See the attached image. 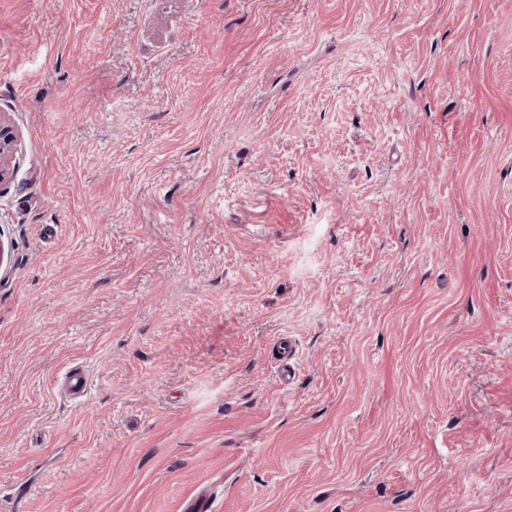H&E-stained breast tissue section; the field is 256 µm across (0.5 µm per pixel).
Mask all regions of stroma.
<instances>
[{"label":"stroma","mask_w":512,"mask_h":512,"mask_svg":"<svg viewBox=\"0 0 512 512\" xmlns=\"http://www.w3.org/2000/svg\"><path fill=\"white\" fill-rule=\"evenodd\" d=\"M0 113V512H512V0H0ZM16 142L17 137L12 126L0 115V186L10 177Z\"/></svg>","instance_id":"35a3bbf8"}]
</instances>
